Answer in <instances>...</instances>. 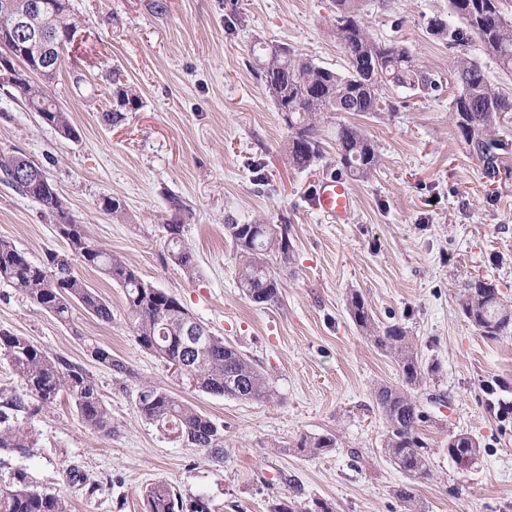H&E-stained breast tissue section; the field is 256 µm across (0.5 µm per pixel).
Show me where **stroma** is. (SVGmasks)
I'll list each match as a JSON object with an SVG mask.
<instances>
[{"instance_id": "1", "label": "stroma", "mask_w": 512, "mask_h": 512, "mask_svg": "<svg viewBox=\"0 0 512 512\" xmlns=\"http://www.w3.org/2000/svg\"><path fill=\"white\" fill-rule=\"evenodd\" d=\"M79 19L65 63L51 85L79 136L60 137L0 88V151L41 166L90 239L122 256L175 297L214 335L253 359L275 396L266 402L208 394L189 384L130 330L121 288L80 268L112 307L98 322L75 309L62 323L0 284V332L28 337L93 375L112 415V432L83 424L66 397L24 411L15 426L34 441L29 455L0 451V488L24 474L35 489L64 493L72 512H144L143 492L164 482L201 495L212 512H273L300 496L330 512H404L395 497L407 481L382 444L375 400L383 384L403 386L395 359L352 322L346 297L358 292L377 322L399 325L431 374L411 389L429 420L421 430L433 477L417 485L421 512H512V336H479L458 306L462 281L479 278L512 300V153L509 172L488 182L458 138L448 79L456 57L429 22L448 0L370 4L375 38L398 41L442 89L423 98L391 91L392 114L336 113L361 126L381 153L369 179L353 184L348 224L329 223L312 205L318 182L338 173L335 130L322 128L323 157L291 167L288 130L255 69L256 43H285L342 72L333 35V0H70ZM139 98L111 124L112 68ZM111 197L123 215L101 203ZM192 219L184 239L194 273L164 259L161 224L171 198ZM291 226L293 257L279 273L280 299L251 302L237 286L229 223ZM0 239L32 262L64 253L66 242L34 200L0 183ZM94 340L130 366L118 375L95 362ZM494 392H486L485 382ZM153 383L224 428V458L142 419L138 392ZM478 439L482 454L460 469L449 432ZM332 435L334 448L301 452L300 435Z\"/></svg>"}]
</instances>
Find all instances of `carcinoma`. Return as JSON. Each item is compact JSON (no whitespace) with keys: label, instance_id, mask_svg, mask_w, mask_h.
<instances>
[{"label":"carcinoma","instance_id":"carcinoma-1","mask_svg":"<svg viewBox=\"0 0 512 512\" xmlns=\"http://www.w3.org/2000/svg\"><path fill=\"white\" fill-rule=\"evenodd\" d=\"M505 0H448V13L462 21L451 26L442 19L430 23L433 35L448 41V46H466L479 40L484 50H492L502 69L512 71V16L504 11ZM336 17L333 34L347 62L339 73L316 64L308 56L286 44L258 45L256 70L288 129L284 152L293 167L304 170L322 157L317 132L335 112L375 114L382 107L392 110L386 92L389 88L418 92L424 96L439 91L443 81L423 68L407 47L396 41L382 42L372 36L363 22L367 0H334ZM17 13L0 11V48L16 51L11 42ZM78 19L66 3L56 10L44 26L53 41L52 68L41 73V82L22 84L17 91L29 109L38 113L40 121L73 138L78 133L69 114L57 103L50 84L68 52L61 42L64 34L77 29ZM112 96L118 109L105 113L114 123L123 119L122 110L139 104L138 96L123 81V73L114 68ZM452 79L458 94L451 102V114L459 139L466 151L483 167L489 178L501 174V155L509 144L496 137L501 120L512 112V97L502 92L487 78L476 58L461 54L455 58ZM336 154L342 169L354 180H365L380 165L377 144L358 125H336ZM31 161L16 153L0 152V180L19 194L37 202L42 211L58 224L69 218L65 237L72 256L82 266L109 277L123 289L128 316L136 342L165 364L177 358L187 360L191 378L202 391L226 398L264 401L274 395L265 374L224 339L209 335L196 351L186 348L183 336L189 310L171 293L144 280L136 267L94 244L84 225L72 213L61 209L58 198L46 193L41 185L18 178L21 167ZM185 208L174 198L171 218L161 227L164 232L167 259L189 273L192 256L183 236L171 235V228L184 232ZM239 261V286L243 294L259 305L279 300L277 267L290 264L292 244L288 224H226ZM0 282L26 296L41 310L61 322H68L73 310L81 308L103 323L112 322V308L98 292L74 273L70 262L50 254L41 263L26 258L9 241L0 240ZM350 316L362 335L377 349L393 357L399 364L404 383L419 387L429 376L397 325L380 326L362 296L353 291L347 298ZM459 307L479 335L496 340L512 334V302L504 299L497 288L479 278L461 284ZM91 357L117 374H131L126 363L96 343L88 344ZM0 352L10 360L15 373L24 381L30 397L43 404L64 395L89 428L112 433V417L96 383L81 365L59 355H52L25 336L0 332ZM376 403L386 423L387 434L382 449L389 460L410 480L394 490L406 512H419L415 486L429 480L432 470L429 455L419 437L428 415L420 404L404 390L381 385ZM29 408L24 398L9 396L0 402V448L25 453L30 436L20 428L8 425V411ZM140 416L177 438L199 448L212 460L223 459L224 428L183 403L167 389L145 383L138 399ZM335 446L331 435H303L297 447L316 455ZM480 443L465 433H448V457L470 468L479 459ZM146 512H211L203 496L184 497L165 483H154L145 490ZM68 498L60 492L40 491L30 487L22 475L5 489H0V512H70Z\"/></svg>","mask_w":512,"mask_h":512}]
</instances>
